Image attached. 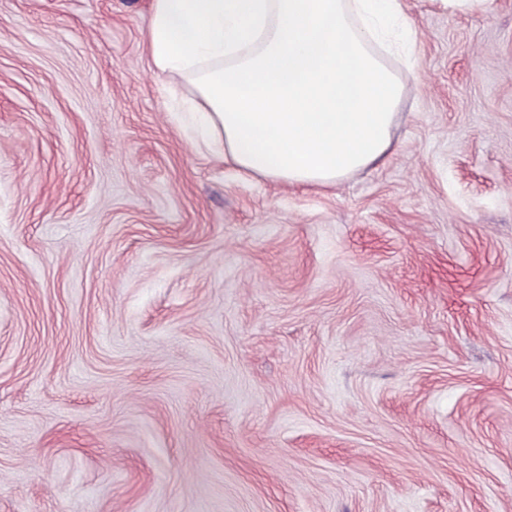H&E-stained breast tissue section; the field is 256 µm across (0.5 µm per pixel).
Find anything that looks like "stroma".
I'll return each instance as SVG.
<instances>
[{"label": "stroma", "mask_w": 512, "mask_h": 512, "mask_svg": "<svg viewBox=\"0 0 512 512\" xmlns=\"http://www.w3.org/2000/svg\"><path fill=\"white\" fill-rule=\"evenodd\" d=\"M151 0H0V512H512V0H402L395 150L241 176Z\"/></svg>", "instance_id": "stroma-1"}]
</instances>
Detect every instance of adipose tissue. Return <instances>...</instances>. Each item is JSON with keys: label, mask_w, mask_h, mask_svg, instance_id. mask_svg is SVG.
I'll return each mask as SVG.
<instances>
[{"label": "adipose tissue", "mask_w": 512, "mask_h": 512, "mask_svg": "<svg viewBox=\"0 0 512 512\" xmlns=\"http://www.w3.org/2000/svg\"><path fill=\"white\" fill-rule=\"evenodd\" d=\"M399 40L415 42L401 0H152L147 24L155 73L194 87L224 162L300 187L391 153Z\"/></svg>", "instance_id": "adipose-tissue-1"}]
</instances>
